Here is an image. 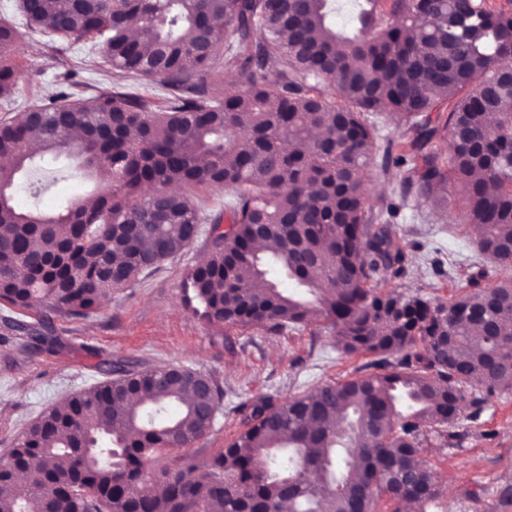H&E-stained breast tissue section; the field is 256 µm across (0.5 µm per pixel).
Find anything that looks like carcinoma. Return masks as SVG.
<instances>
[{"label":"carcinoma","mask_w":512,"mask_h":512,"mask_svg":"<svg viewBox=\"0 0 512 512\" xmlns=\"http://www.w3.org/2000/svg\"><path fill=\"white\" fill-rule=\"evenodd\" d=\"M20 10L48 36L96 38L117 82L0 122V156L11 158L0 166V302L88 317L192 245L189 225L227 223L184 283L195 315L272 334L323 320L345 355L372 360L348 379L229 408L239 431L203 477L179 450L210 430L201 408L222 407V386L190 367L175 377L106 361L103 381L18 440L26 476L0 490V512H402L439 499L422 436L461 438V420L512 388V277L483 287L479 270L435 305L383 289L406 273L387 228L402 204L373 208L360 173L381 137L376 115H398L404 132L387 141L382 174L404 167L402 198L405 186L450 191L480 228L479 251L512 267L502 72L512 10L492 0H21ZM342 11L350 24L338 27ZM16 37L0 22V96L14 92ZM221 52L238 74L233 95L214 67ZM138 78L162 79L164 101L124 84ZM435 138L448 157L425 151ZM43 155L78 156L107 191L53 214L20 208L16 178ZM216 187L224 202L212 206L198 191ZM4 323L28 350L61 345L41 322Z\"/></svg>","instance_id":"1"}]
</instances>
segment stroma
Wrapping results in <instances>:
<instances>
[{"label":"stroma","instance_id":"obj_1","mask_svg":"<svg viewBox=\"0 0 512 512\" xmlns=\"http://www.w3.org/2000/svg\"><path fill=\"white\" fill-rule=\"evenodd\" d=\"M19 5L20 0H0V21L17 30V90L0 98V121L41 105L51 94L87 98L111 86L108 67L92 41L33 31L22 21ZM36 166L14 188L23 208L55 213L94 190L75 158L45 157ZM477 238V229L463 222L458 210L410 193L392 227V244L406 253L409 270L393 281V288L445 302L455 293L454 278L465 276L469 264L486 271L487 284L506 278V271L479 256ZM208 252V241L198 239L184 256L113 291L90 317L55 316L65 344L60 352L20 350L0 327V456L42 413L102 381L101 360L135 357L150 368L184 365L218 380L225 392L223 407L210 433L186 450L201 466L238 429L230 407L262 395L311 391L362 364V357L342 354L335 331L321 322L271 334L259 326L211 325L195 316L185 305L183 283ZM458 430L462 438L455 445L426 433L420 455L444 493L408 512H512V390L495 392L481 418L461 422Z\"/></svg>","mask_w":512,"mask_h":512}]
</instances>
